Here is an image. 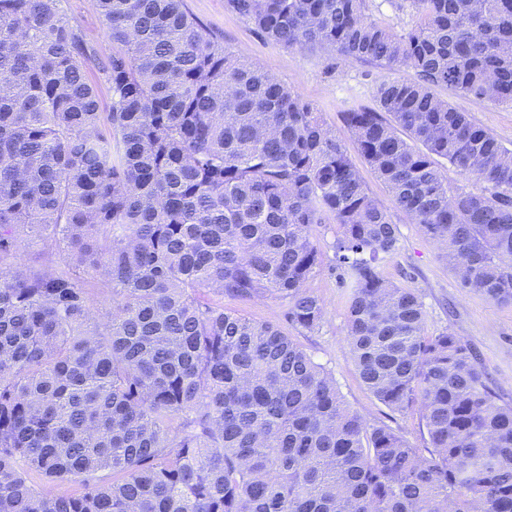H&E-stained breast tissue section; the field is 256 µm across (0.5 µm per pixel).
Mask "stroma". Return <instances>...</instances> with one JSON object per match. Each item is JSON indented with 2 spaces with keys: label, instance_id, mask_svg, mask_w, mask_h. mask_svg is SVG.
<instances>
[{
  "label": "stroma",
  "instance_id": "35a3bbf8",
  "mask_svg": "<svg viewBox=\"0 0 512 512\" xmlns=\"http://www.w3.org/2000/svg\"><path fill=\"white\" fill-rule=\"evenodd\" d=\"M189 12L208 34L246 60L284 83L318 109L324 124L336 135L357 166L369 194L387 203L389 193L377 174L358 154L352 134L342 114L353 106H373L376 84L384 78H413L412 69H389L378 63L329 58L319 50L284 48L260 36L251 24L227 11L224 0H185ZM67 17L78 25L101 53L111 43L96 0H65ZM437 96L448 100L472 121L512 149V105L491 99H474L436 88ZM388 215L400 229L397 252L381 262L385 279L415 291L426 311V331L436 334L451 330L475 349L489 385L501 403L512 405V305H500L479 293L459 287L436 242L429 239L410 216L390 207ZM310 235L321 262L307 286L324 305L318 329L307 332L289 327L287 306L272 297L251 300L225 299V308L255 320H269L285 326L287 333L302 345L316 363L330 372L346 406L370 424H387L411 445L423 447L425 431L418 418L391 413L362 385L347 341V275L336 260L333 222L312 225Z\"/></svg>",
  "mask_w": 512,
  "mask_h": 512
}]
</instances>
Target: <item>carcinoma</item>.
I'll return each mask as SVG.
<instances>
[{
    "instance_id": "obj_1",
    "label": "carcinoma",
    "mask_w": 512,
    "mask_h": 512,
    "mask_svg": "<svg viewBox=\"0 0 512 512\" xmlns=\"http://www.w3.org/2000/svg\"><path fill=\"white\" fill-rule=\"evenodd\" d=\"M62 2L0 0V512H512V406L380 275L399 228L314 106L184 0H97L107 55ZM224 6L282 47L414 70L344 122L459 286L511 304L512 150L434 88L512 104V0H403L402 33L366 0ZM442 159L481 191H449ZM327 218L359 378L419 416L421 448L352 412L277 323L224 309L270 296L318 327ZM32 229L47 251L26 263ZM399 0H366L365 16L378 24L390 25L396 31L408 30L414 25L415 16L409 10L399 11Z\"/></svg>"
}]
</instances>
